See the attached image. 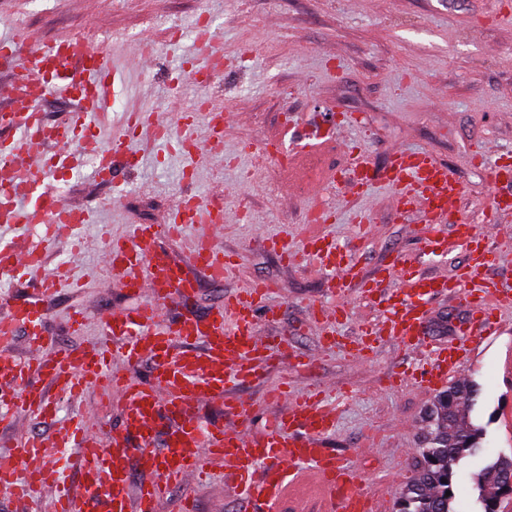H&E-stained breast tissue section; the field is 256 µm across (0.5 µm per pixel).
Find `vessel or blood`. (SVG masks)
I'll return each mask as SVG.
<instances>
[{
    "instance_id": "1",
    "label": "vessel or blood",
    "mask_w": 512,
    "mask_h": 512,
    "mask_svg": "<svg viewBox=\"0 0 512 512\" xmlns=\"http://www.w3.org/2000/svg\"><path fill=\"white\" fill-rule=\"evenodd\" d=\"M198 43L203 72L222 70L224 54L215 50L213 36L199 35ZM0 72L10 77L6 102L0 105V227L23 224L31 230L23 239L0 242V274L21 270L38 283L33 295L9 302L0 312V424L25 416L53 418L51 392L75 397L88 387L101 386L122 402L125 428L124 434L105 441L79 419L53 439L15 438L0 458V491L9 492L18 505L48 499L50 512H156L172 487L205 481L218 461L224 466L225 492L260 502L262 512H304L297 491L305 485L317 492L319 512H377L375 498L360 488L349 461L322 444L336 428V405L324 385L296 394L287 383H279L266 401L283 403L284 408L260 434L250 429L253 407L244 401L236 402L230 426L208 428L192 415L214 397L231 396L277 364L287 363L299 373L318 363L314 355L295 353L286 339L259 335L258 312L275 314L274 308L264 305L269 287L261 282L226 297L205 315L182 319L176 328L162 325L164 303L174 296L191 301L196 289L158 238L180 236L188 224L223 223L222 195H215L204 211L194 196H183L161 223L135 224L127 234L108 237L103 264L120 288L141 301L101 315L105 343L60 350L45 334L49 303L66 287L69 273L65 265L46 268L48 247L62 238L78 237L82 225L90 221L88 209L64 203L48 190V182L61 171L80 168L89 156L96 161V180L111 181L117 166H132L129 141L141 128L159 144L175 138L190 146L191 156L216 157L224 151L229 113L209 102L180 113L174 126L155 112H128L120 131L106 142L96 128L109 116L123 83L106 44L64 37L32 46L22 34L0 42ZM51 93L72 107L67 119L56 124L42 108ZM336 133L333 127H316L292 141L283 128L270 142L284 147L294 177L310 156L334 146ZM388 180L396 208L416 210L429 219L424 252L444 256L454 244L465 251L464 262L451 278L395 265L361 280L356 263L324 232L333 215L320 200L330 189L344 196L363 195L369 182L366 158L358 156L346 168H328L310 184L314 203L307 212L302 252L329 273L336 292L361 281L365 298L382 305L383 320L378 327L360 324L355 335L344 336L337 327L347 318V308L315 306L309 325L322 348L340 349L362 363L386 337L422 352L430 300L454 296L468 313L463 340L438 348L426 366L406 376L408 382L430 390L458 374L501 319L512 317V289L488 275L492 225L481 228L453 218L452 205L462 191L446 167L424 151L401 149L394 154ZM442 215L447 224H439ZM189 259L214 281L223 280L233 266L208 233L192 241ZM20 331L29 348L23 358L10 351ZM145 359L154 365L147 382L112 368L117 360L133 365ZM164 418L170 425L161 434L157 424ZM158 439L163 442L159 449L154 446Z\"/></svg>"
}]
</instances>
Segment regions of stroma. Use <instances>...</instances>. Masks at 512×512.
Here are the masks:
<instances>
[{
  "label": "stroma",
  "mask_w": 512,
  "mask_h": 512,
  "mask_svg": "<svg viewBox=\"0 0 512 512\" xmlns=\"http://www.w3.org/2000/svg\"><path fill=\"white\" fill-rule=\"evenodd\" d=\"M96 12L103 15L104 25L97 30L111 41L112 61L125 71L102 137L120 129L126 111L175 112L202 95L222 99L225 108L241 113L242 121L225 135L220 163L204 159L193 167L178 147L163 150L140 137L131 142L137 165L114 183L94 182L85 173L55 182L54 192L68 204L90 209L94 222L84 229L80 257H72L62 243L48 253V265L72 262L81 286L55 296L45 321L47 334L60 348L98 343L99 313L137 303L114 288L112 271L101 263L100 226L123 232L133 224H154L183 193L205 206L213 193L223 192L225 210L239 218L225 224L219 243L237 265L220 282L190 268L198 293L187 305L169 301L166 323L205 314L252 280L270 283L267 301L276 315L260 319L259 332L287 337L297 351L320 354L316 368L296 374L294 381L299 388L327 382L335 390L339 423L324 445L351 460L360 486L380 499L384 512H397L401 493L423 465L421 450L429 437L425 413L436 395L408 384L390 386L394 374L417 360L397 342L384 341L366 364L338 350L321 353L319 338L307 324L311 306L347 305L351 318L338 328L344 336L352 335L359 322L378 321L381 308L363 299L359 283L335 295L311 259L288 264L263 245L266 237L296 239L309 199L301 190L285 193L277 163L258 164L256 155L281 124H329L353 115L357 123L347 137L366 155L372 184L366 196L338 210L325 232L357 261L362 276L405 261L428 274L451 275L463 262V252L453 250L443 260L423 252L426 222L419 214L396 210L383 171L396 150H422L447 166L462 186V217L480 226L493 220L512 226V210L503 213L493 205L498 189L488 170L494 158L479 154L487 143L512 151V0H111L105 12L96 0H0V39L21 29L35 33L41 43L87 35L94 30L90 19ZM204 17L225 60L223 72L200 86L189 74L188 60L196 55L197 26ZM141 38L154 48V62L146 69L128 61L129 44ZM357 210L368 211L370 223H353ZM429 307L428 345L459 342L457 328L466 322V312L445 297L434 298ZM76 309L87 315L79 334L68 323ZM511 356L512 319H507L462 374L479 387L472 419L484 426L485 436L482 452L456 471L458 512H480L474 475L492 460L512 457L505 424L512 414V380L504 372ZM287 372V366L274 367L236 392V399L256 407L253 429L274 421L277 410L264 398ZM57 404L54 422L23 419L5 427L0 455L14 433L50 436L79 415L106 435L121 427L119 406L97 389L77 400L58 397ZM371 430L381 445L366 453L362 444ZM188 495L195 499L196 512L255 508L237 498L221 500L210 486L197 485L173 489L157 512H178Z\"/></svg>",
  "instance_id": "stroma-1"
}]
</instances>
